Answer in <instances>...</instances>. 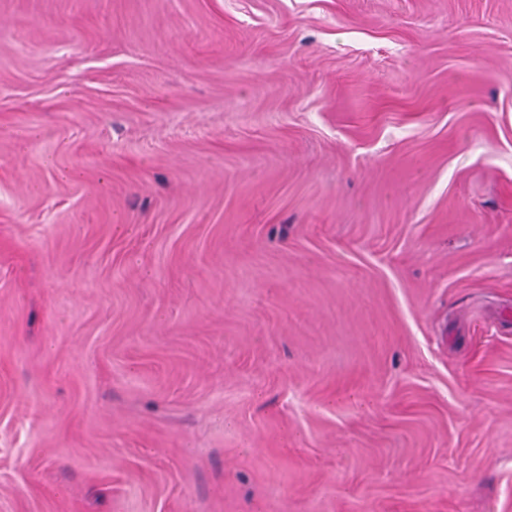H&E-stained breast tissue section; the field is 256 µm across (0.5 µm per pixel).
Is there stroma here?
<instances>
[{
    "label": "stroma",
    "instance_id": "stroma-1",
    "mask_svg": "<svg viewBox=\"0 0 512 512\" xmlns=\"http://www.w3.org/2000/svg\"><path fill=\"white\" fill-rule=\"evenodd\" d=\"M0 512H512V0H0Z\"/></svg>",
    "mask_w": 512,
    "mask_h": 512
}]
</instances>
